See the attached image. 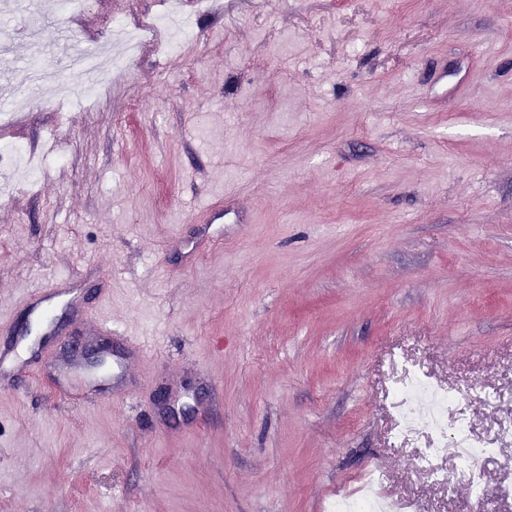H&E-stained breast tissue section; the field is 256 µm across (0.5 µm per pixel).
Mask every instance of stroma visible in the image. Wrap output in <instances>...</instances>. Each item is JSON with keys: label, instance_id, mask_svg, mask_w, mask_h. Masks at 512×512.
Listing matches in <instances>:
<instances>
[{"label": "stroma", "instance_id": "1", "mask_svg": "<svg viewBox=\"0 0 512 512\" xmlns=\"http://www.w3.org/2000/svg\"><path fill=\"white\" fill-rule=\"evenodd\" d=\"M46 8L86 51L167 0ZM194 35L105 75L91 112L26 0H0V316L50 287L55 338L0 378V512H328L377 478L473 512L392 440L396 360L477 431L512 419V0H183ZM224 203V240L185 245ZM111 326L122 386L63 382Z\"/></svg>", "mask_w": 512, "mask_h": 512}]
</instances>
